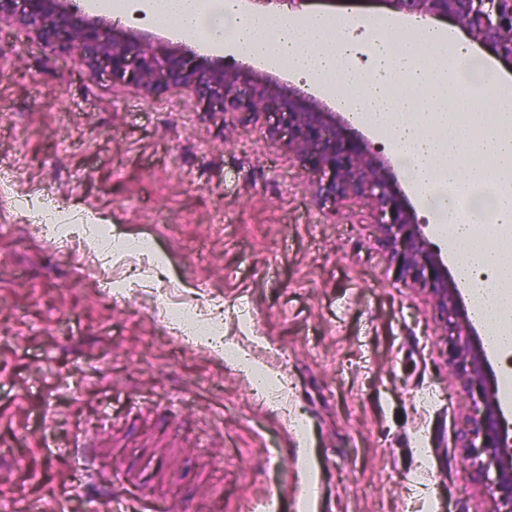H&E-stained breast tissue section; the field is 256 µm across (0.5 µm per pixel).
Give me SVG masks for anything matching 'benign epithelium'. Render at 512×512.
I'll list each match as a JSON object with an SVG mask.
<instances>
[{
    "instance_id": "obj_1",
    "label": "benign epithelium",
    "mask_w": 512,
    "mask_h": 512,
    "mask_svg": "<svg viewBox=\"0 0 512 512\" xmlns=\"http://www.w3.org/2000/svg\"><path fill=\"white\" fill-rule=\"evenodd\" d=\"M386 2L400 15L457 24L473 41L512 63V0ZM14 15L46 46L55 51L75 49L91 67L108 72L114 80L135 82L154 92L187 91L226 115H281L287 136L280 135L277 126L269 131L270 138L288 152L307 158L318 174L316 195L335 203L356 198L368 204L400 278L424 282L443 321L450 322L457 314L458 289L448 286V275L425 226L414 221L404 196L393 190L390 162L363 136L351 139L350 127L330 120L332 113L316 99L267 73L261 77L251 69L228 70L221 59L201 64L162 52L149 33L119 36L62 0H0V20ZM455 328L449 365L468 393L479 390L461 445L469 449L471 466L484 477L495 512H512V457L503 456L509 441L503 436L498 400L483 388L485 363L471 341L469 320H457Z\"/></svg>"
}]
</instances>
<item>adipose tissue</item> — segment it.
I'll list each match as a JSON object with an SVG mask.
<instances>
[{"instance_id":"ef3b65f1","label":"adipose tissue","mask_w":512,"mask_h":512,"mask_svg":"<svg viewBox=\"0 0 512 512\" xmlns=\"http://www.w3.org/2000/svg\"><path fill=\"white\" fill-rule=\"evenodd\" d=\"M96 7L212 35L244 59L287 63L324 95L341 96L394 149L436 223H451L459 279L486 272L472 285V303L497 354H512V81L473 53L460 29L424 20L414 39L402 40L399 20L387 14L339 19L314 10L295 19L241 9L236 0H96ZM356 24L365 40L351 37ZM364 51L372 57L366 70L357 64ZM463 112L480 134L460 122Z\"/></svg>"}]
</instances>
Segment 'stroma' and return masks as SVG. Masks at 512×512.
Returning a JSON list of instances; mask_svg holds the SVG:
<instances>
[{"label": "stroma", "mask_w": 512, "mask_h": 512, "mask_svg": "<svg viewBox=\"0 0 512 512\" xmlns=\"http://www.w3.org/2000/svg\"><path fill=\"white\" fill-rule=\"evenodd\" d=\"M267 127L0 20V223L18 227L0 238V512H84L79 437L159 512H493L429 291L400 281L366 205L319 202ZM46 209L152 238L181 297L222 305L225 338L287 382L301 427L116 273L48 247Z\"/></svg>", "instance_id": "obj_1"}]
</instances>
